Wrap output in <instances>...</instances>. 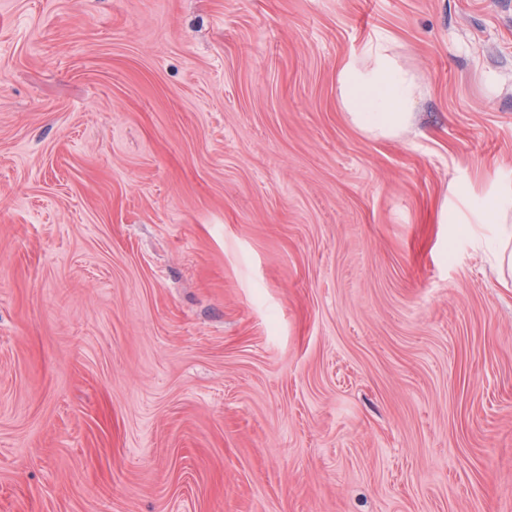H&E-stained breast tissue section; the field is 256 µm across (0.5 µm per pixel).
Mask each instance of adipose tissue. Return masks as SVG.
<instances>
[{
    "instance_id": "1",
    "label": "adipose tissue",
    "mask_w": 512,
    "mask_h": 512,
    "mask_svg": "<svg viewBox=\"0 0 512 512\" xmlns=\"http://www.w3.org/2000/svg\"><path fill=\"white\" fill-rule=\"evenodd\" d=\"M340 103L350 121L378 138H394L413 125L420 85L402 65L391 38L378 35L345 60L338 72Z\"/></svg>"
}]
</instances>
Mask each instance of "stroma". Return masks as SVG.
<instances>
[{
	"label": "stroma",
	"instance_id": "obj_1",
	"mask_svg": "<svg viewBox=\"0 0 512 512\" xmlns=\"http://www.w3.org/2000/svg\"><path fill=\"white\" fill-rule=\"evenodd\" d=\"M510 188L512 0H0V512H512ZM338 94L350 121L378 138H394L413 126V102L420 85L402 65L390 37L376 35L338 72ZM493 249L498 258L500 284L512 288V224H493Z\"/></svg>",
	"mask_w": 512,
	"mask_h": 512
}]
</instances>
